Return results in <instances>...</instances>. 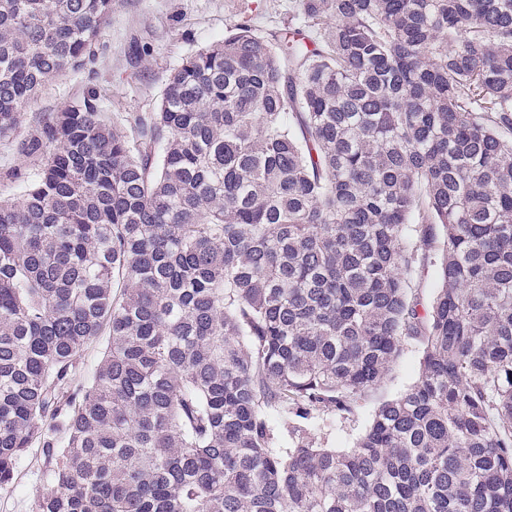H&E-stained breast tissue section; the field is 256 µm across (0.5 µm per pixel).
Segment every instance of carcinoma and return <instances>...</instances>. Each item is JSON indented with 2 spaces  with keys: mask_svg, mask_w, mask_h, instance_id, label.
Returning a JSON list of instances; mask_svg holds the SVG:
<instances>
[{
  "mask_svg": "<svg viewBox=\"0 0 512 512\" xmlns=\"http://www.w3.org/2000/svg\"><path fill=\"white\" fill-rule=\"evenodd\" d=\"M299 2L184 59L136 140L93 89L0 172V492L38 443L34 512H512V0ZM111 14L0 0L1 140ZM420 327L353 447H275L271 411L352 413ZM409 249L417 250L419 260L407 272L406 278L410 289L409 300L417 302V307L422 313L423 308H429L433 302L438 288H440V276L437 256L441 247V236L437 231L436 237L425 239L411 231L404 241ZM106 341L107 336H100L97 342L84 351L73 372V386H84L91 381L94 369L102 358Z\"/></svg>",
  "mask_w": 512,
  "mask_h": 512,
  "instance_id": "carcinoma-1",
  "label": "carcinoma"
}]
</instances>
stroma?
Wrapping results in <instances>:
<instances>
[{
    "label": "stroma",
    "mask_w": 512,
    "mask_h": 512,
    "mask_svg": "<svg viewBox=\"0 0 512 512\" xmlns=\"http://www.w3.org/2000/svg\"><path fill=\"white\" fill-rule=\"evenodd\" d=\"M112 17L98 38L94 55L81 70L44 84L24 109L23 129H31L47 112H55L96 89L104 98L105 117L118 131L134 137L131 118L157 111L168 76L183 60L223 39L245 22L264 36L287 32L299 14L298 0H113ZM404 244L419 259L407 272L409 299L430 307L440 286L437 256L441 240L409 233ZM421 337L407 336L386 378L359 401L352 414L326 411L308 421L309 435L328 448L352 447L387 400L406 392L422 368ZM43 488L40 451L27 449L0 512H32Z\"/></svg>",
    "instance_id": "35a3bbf8"
}]
</instances>
